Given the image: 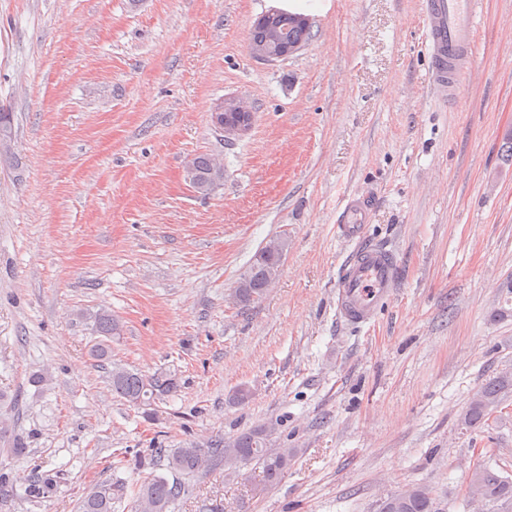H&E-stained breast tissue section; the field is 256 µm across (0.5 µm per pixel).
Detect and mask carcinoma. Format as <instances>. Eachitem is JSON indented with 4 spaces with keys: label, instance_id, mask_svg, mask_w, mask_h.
Returning <instances> with one entry per match:
<instances>
[{
    "label": "carcinoma",
    "instance_id": "carcinoma-1",
    "mask_svg": "<svg viewBox=\"0 0 512 512\" xmlns=\"http://www.w3.org/2000/svg\"><path fill=\"white\" fill-rule=\"evenodd\" d=\"M192 187L200 194L213 191L216 182L224 180V168L207 155L193 157L187 164ZM286 242L272 239L256 254L255 260L240 278L231 298L236 305L249 306L259 301L277 277ZM91 355L101 361L108 358L112 340L119 338L123 325L110 312L101 309L93 316ZM112 393L128 404L149 410L157 401L174 395L179 388L176 374L158 371L143 375L120 365L109 371ZM512 396V369L505 368L484 384L460 414L459 425L474 429L488 424L502 412V404ZM297 448H271L268 434L262 428L241 432L227 439L212 440L184 448H160L156 463L169 475L153 473L135 485L110 478L93 485L79 503L78 512H114V504L129 500L131 512H172L175 502L188 491L186 480L197 476L209 464L222 462L227 475L235 476L249 465L261 468L262 489L277 484L298 455ZM483 481L504 500L512 501V478L492 470L481 471ZM56 480L34 475L21 482L24 495L37 497L54 488ZM435 498L426 485H417L409 494L398 489L381 500L379 512H434Z\"/></svg>",
    "mask_w": 512,
    "mask_h": 512
}]
</instances>
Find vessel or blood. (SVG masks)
<instances>
[{
	"mask_svg": "<svg viewBox=\"0 0 512 512\" xmlns=\"http://www.w3.org/2000/svg\"><path fill=\"white\" fill-rule=\"evenodd\" d=\"M479 0H424L431 85L444 102L460 98L475 63ZM364 197L348 195L336 216V236L351 250L336 281V317L351 328L372 324L395 297L399 265L392 246L371 238Z\"/></svg>",
	"mask_w": 512,
	"mask_h": 512,
	"instance_id": "1",
	"label": "vessel or blood"
}]
</instances>
